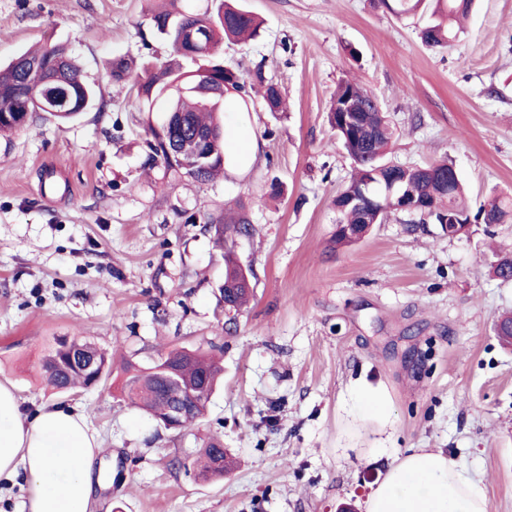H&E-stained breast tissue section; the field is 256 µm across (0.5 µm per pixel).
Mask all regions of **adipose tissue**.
<instances>
[{
    "label": "adipose tissue",
    "instance_id": "1",
    "mask_svg": "<svg viewBox=\"0 0 512 512\" xmlns=\"http://www.w3.org/2000/svg\"><path fill=\"white\" fill-rule=\"evenodd\" d=\"M101 452L86 416L71 408L27 410L0 380V477L24 476L29 512H89ZM479 481L442 451L415 448L394 456L366 512H489Z\"/></svg>",
    "mask_w": 512,
    "mask_h": 512
}]
</instances>
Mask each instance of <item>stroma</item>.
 <instances>
[{
	"label": "stroma",
	"instance_id": "stroma-1",
	"mask_svg": "<svg viewBox=\"0 0 512 512\" xmlns=\"http://www.w3.org/2000/svg\"><path fill=\"white\" fill-rule=\"evenodd\" d=\"M239 2L260 34L220 56L277 84L286 109L249 90L247 164L197 182L149 158L165 105L138 111L110 73L119 56L170 55L151 34L169 0H0V65L60 44L97 92L73 121L40 112L0 135V379L28 405L85 413L104 448L93 512H364L385 447L444 451L482 483L490 512H512V346L494 331L512 282L490 272L492 248L512 251V223L452 238L396 213L336 248L335 200L354 163L327 119L340 80H357L395 129L389 162L448 158L475 208L512 195V0H474L444 48L422 42L423 8ZM238 211L252 226L235 248L252 299L229 313L215 226ZM58 336L90 337L116 370L51 391L40 360ZM170 347L223 352V383L181 431L121 395L119 363L146 367ZM363 381L387 392L388 421L352 417ZM212 437L234 466L206 480L191 460Z\"/></svg>",
	"mask_w": 512,
	"mask_h": 512
}]
</instances>
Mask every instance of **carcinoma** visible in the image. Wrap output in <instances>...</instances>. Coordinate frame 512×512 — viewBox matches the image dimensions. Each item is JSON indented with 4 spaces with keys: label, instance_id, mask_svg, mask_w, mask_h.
<instances>
[{
    "label": "carcinoma",
    "instance_id": "cac0c4a2",
    "mask_svg": "<svg viewBox=\"0 0 512 512\" xmlns=\"http://www.w3.org/2000/svg\"><path fill=\"white\" fill-rule=\"evenodd\" d=\"M422 0H378L388 11L408 15L417 10ZM472 0H436L437 9L421 30L428 47L456 40L462 28L453 21L467 15ZM157 34L169 38L171 58L136 72L131 62L119 57L112 62V79L129 81L136 91L138 109L150 111L158 97H168L169 110L181 123L152 130L150 157L161 160L165 168L182 172L197 181H208L224 171V145L227 132L217 114L228 108L233 112L248 111L247 91L241 75L224 65L220 48L224 41L251 39L258 33L260 22L251 11L219 0L216 11L193 13L173 8L152 15ZM203 34L191 39V32ZM206 60L207 67L184 80L182 61ZM32 61L42 68V79L69 92L66 107L55 106L48 94L31 95L29 74L23 62ZM263 88L269 111L279 112L283 98L278 87L265 81L262 72L255 74ZM94 98L92 87L81 77V70L67 49L44 44L36 51L24 52L0 68V133L17 130L28 123L36 112H48L59 120H70L86 111ZM351 103L353 123L343 126L340 112ZM329 123L336 130L344 149L356 165V173L336 197L342 224H380L388 215L400 212L394 206L379 209L367 202L364 207L346 206L349 199L360 195L365 180L373 181V191L382 194L383 185L397 182L408 199L422 205L418 213L423 220L441 225L448 236L456 226L470 224H505L512 221V198L496 196L472 211L465 199L460 175L446 160L435 161L426 168L388 165L384 156L393 131L382 112L373 90L350 80L338 83L329 107ZM252 232L247 219L239 215L217 227L224 241V283L219 288L224 305L237 311L252 294L241 279L234 247L236 238ZM493 272L498 279L512 274V253L497 255ZM43 378L58 393L75 388L89 389L112 372V355L105 348L77 336H59L41 359ZM224 367L209 352L197 348L172 349L149 368L132 362L122 367V391L128 404L147 411L155 422L165 426L171 400L182 401L184 413L178 424L184 429L204 415ZM220 441L211 440L199 450L196 465L202 475L222 476L230 465L227 454L218 457L214 450Z\"/></svg>",
    "mask_w": 512,
    "mask_h": 512
}]
</instances>
